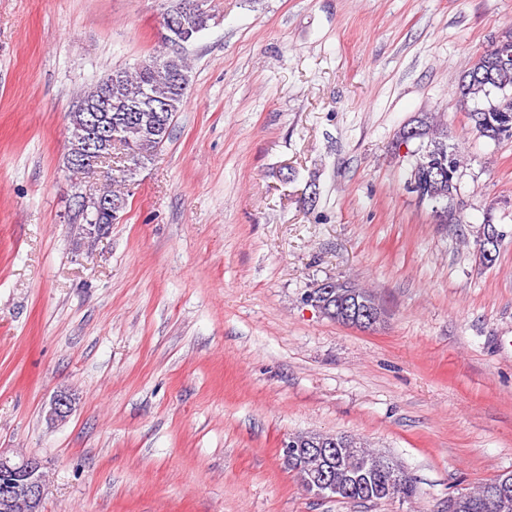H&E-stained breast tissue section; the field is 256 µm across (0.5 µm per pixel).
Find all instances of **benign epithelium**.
<instances>
[{"label": "benign epithelium", "mask_w": 512, "mask_h": 512, "mask_svg": "<svg viewBox=\"0 0 512 512\" xmlns=\"http://www.w3.org/2000/svg\"><path fill=\"white\" fill-rule=\"evenodd\" d=\"M336 316L347 326L358 327L363 331L374 329L381 321V310L349 293L336 301ZM73 401L69 394L59 392L47 404L46 419L54 424L67 420L72 413ZM314 445L308 439L291 436L282 443V459L297 457L309 460L319 454L308 452ZM304 486L306 491L319 497L339 498L344 489L327 479L324 470L318 466L307 469ZM45 498V480L40 460L33 456L8 455L0 451V512H41Z\"/></svg>", "instance_id": "7a95c632"}]
</instances>
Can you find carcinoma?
<instances>
[{"label": "carcinoma", "mask_w": 512, "mask_h": 512, "mask_svg": "<svg viewBox=\"0 0 512 512\" xmlns=\"http://www.w3.org/2000/svg\"><path fill=\"white\" fill-rule=\"evenodd\" d=\"M191 83V70L182 51L168 45V51L149 56L133 69L108 71L93 87L84 92L79 102L105 105L101 111L109 139L101 153L121 151L123 165L119 179L112 180L114 188L103 191L112 199V211L97 212L96 224H116L127 209V193L115 184L131 181L141 168L153 161L170 137L171 127L181 111ZM462 100H471L474 107L467 113L471 128L495 143L512 138V47L504 52L495 45L480 54L467 68L458 83ZM71 135L69 149H79L93 133L87 113H70ZM419 144L412 154L405 181L422 182L427 197L426 206L437 207L445 215V223L461 224L463 219L454 206L458 195L460 159L457 151L448 146V134L420 120ZM358 292L369 298L375 294L359 288L349 280H335L327 310L336 309V295ZM332 467L336 483L352 487L346 500L351 502H380L406 499L415 495L413 481L392 457L379 453L377 459L361 448H339L325 457ZM503 473L483 483L461 501L459 512H512V487L498 492L492 501L484 502L489 490L502 484Z\"/></svg>", "instance_id": "cac0c4a2"}]
</instances>
